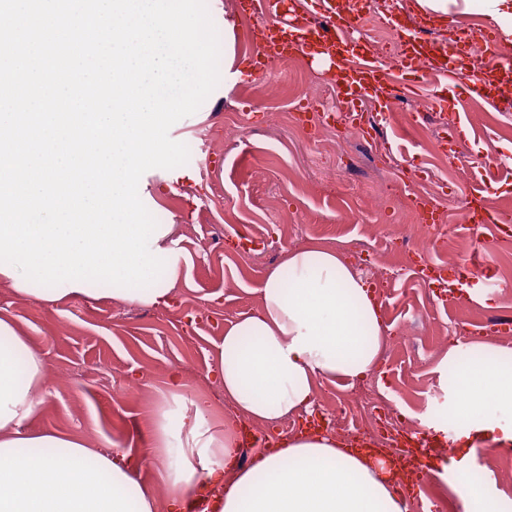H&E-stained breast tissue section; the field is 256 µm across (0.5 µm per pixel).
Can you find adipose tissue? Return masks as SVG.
Here are the masks:
<instances>
[{
  "instance_id": "obj_1",
  "label": "adipose tissue",
  "mask_w": 512,
  "mask_h": 512,
  "mask_svg": "<svg viewBox=\"0 0 512 512\" xmlns=\"http://www.w3.org/2000/svg\"><path fill=\"white\" fill-rule=\"evenodd\" d=\"M415 8L437 19L451 11L481 16L503 44H512V0H415ZM169 264L147 291L87 285L43 291L8 270L0 272V284L54 304L83 296L166 307L181 278L178 257ZM259 293V311L226 327L219 346L224 400L238 420L275 425L313 406L317 382L350 384L377 369L389 331L369 281L346 254L313 244L290 249ZM440 367L459 405L433 429L449 434L456 455L434 462L432 472L441 479L455 474L451 490L462 512H505L484 495L491 473L473 456L482 446H512V349L455 346ZM45 384L39 352L10 318H0V512H178L221 483L227 489L213 512H409L387 455L374 459L334 436L302 432L240 467L236 422L214 423L207 399L185 407L174 390L163 393L153 413L151 454L160 468L156 479H144L125 449L102 452L66 433L28 430ZM176 446L182 457L174 464Z\"/></svg>"
}]
</instances>
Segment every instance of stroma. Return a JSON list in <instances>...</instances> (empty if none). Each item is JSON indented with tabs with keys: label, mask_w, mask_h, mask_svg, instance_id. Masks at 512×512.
<instances>
[{
	"label": "stroma",
	"mask_w": 512,
	"mask_h": 512,
	"mask_svg": "<svg viewBox=\"0 0 512 512\" xmlns=\"http://www.w3.org/2000/svg\"><path fill=\"white\" fill-rule=\"evenodd\" d=\"M400 2L386 16L354 0L364 35H378L395 15L421 27L427 39H449L469 29L484 38L496 36L477 16L452 12L442 22L424 24L412 9L414 0ZM222 7L240 34L231 67L199 110L169 131L171 139L188 146L189 160L171 170L146 171L138 187L147 209L165 210L180 228L176 248L185 262L172 305L146 306L141 315L125 319L109 298L76 297L54 306L0 285V314L16 323L45 363L49 393L28 428L73 434L103 451L118 443L128 449L130 466L148 479L156 475L149 417L170 376L184 380L186 400L202 395L219 415H231L211 369L225 327L257 310L260 283L292 242L283 224H304L294 241L300 245L367 244L368 258L358 269L374 285L391 328V352L370 380L390 413L380 421L356 404L354 388L326 383L313 415L289 417L270 429L260 424L257 432L289 438L305 427L328 424L340 404L347 415L332 431L351 444L362 437L380 440L386 422L400 428L432 425L456 402L438 370L451 337L502 347L508 341L507 335L478 329L501 308L512 307V246L500 242L496 227L482 231L492 244L487 260L494 277L473 276L469 294L453 305L446 284L425 281L416 258L392 249L405 225L424 220L420 210L404 203L415 192L434 204L447 226V248L431 255L438 264L449 258L450 248L470 239L462 228L463 210L475 186L489 185L486 208L512 214V114L494 111L470 91L471 76L482 66V43H475L462 73L446 81L382 56L394 77V99L427 103L430 117L417 125L376 116L374 136L354 144L351 160L340 167L314 137L318 116L298 109L301 97L325 98L328 71L303 54L298 63L252 75L244 35L254 19L242 12L240 0H222ZM441 100L447 112L456 113L457 124L442 125L436 115ZM444 132L456 141L455 156L431 147ZM381 158L391 172L384 183L372 171ZM425 315L432 320L429 333L414 338L413 328ZM415 482L423 494L414 497L412 512H458L455 494L442 481L422 473Z\"/></svg>",
	"instance_id": "obj_1"
}]
</instances>
